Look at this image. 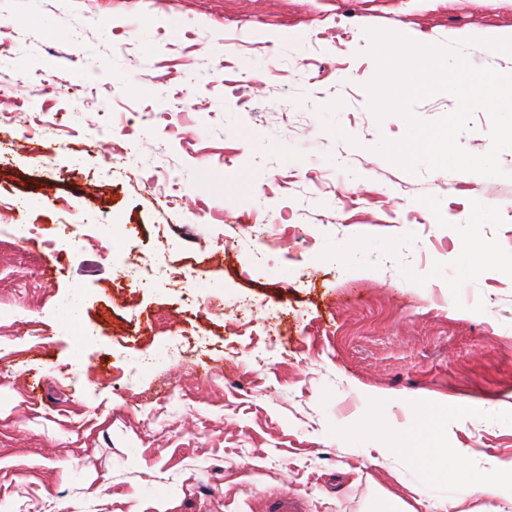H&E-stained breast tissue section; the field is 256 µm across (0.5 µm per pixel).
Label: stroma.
<instances>
[{"label": "stroma", "mask_w": 512, "mask_h": 512, "mask_svg": "<svg viewBox=\"0 0 512 512\" xmlns=\"http://www.w3.org/2000/svg\"><path fill=\"white\" fill-rule=\"evenodd\" d=\"M447 2L437 19L425 0H0V203L23 199L31 228L23 246L0 234V503L263 512L288 492L306 512L451 495L453 512H512V415L496 410L512 402V180L403 170L377 147L407 124L366 89L368 30L472 38L477 57L512 38V0ZM145 128L149 168L127 150ZM478 202L496 221L459 235ZM91 222L135 230L87 242ZM170 224L195 243L163 249ZM133 256L150 287H113ZM74 293L79 321L61 323ZM200 331L205 367L163 356ZM434 394L448 440L424 446L468 461L432 482L395 435L414 421L404 399Z\"/></svg>", "instance_id": "stroma-1"}]
</instances>
